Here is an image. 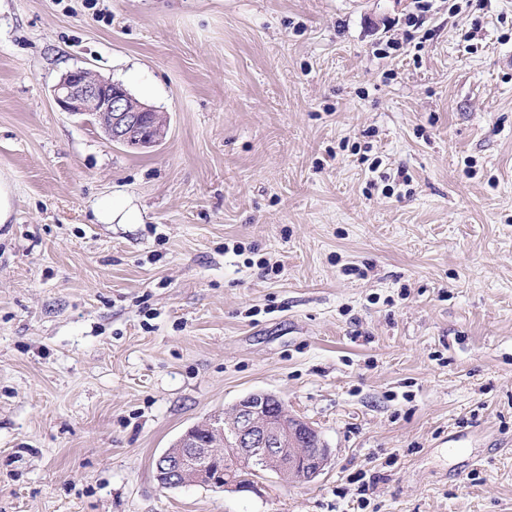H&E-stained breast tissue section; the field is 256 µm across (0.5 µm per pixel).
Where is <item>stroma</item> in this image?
<instances>
[{"label": "stroma", "instance_id": "35a3bbf8", "mask_svg": "<svg viewBox=\"0 0 512 512\" xmlns=\"http://www.w3.org/2000/svg\"><path fill=\"white\" fill-rule=\"evenodd\" d=\"M418 12L0 0V512H512V0ZM76 68L163 142L62 112ZM254 391L322 473L162 488ZM53 98L61 111L99 123L113 143L144 149L163 140L166 122L162 113L137 102L120 83L89 69L63 74L54 86Z\"/></svg>", "mask_w": 512, "mask_h": 512}]
</instances>
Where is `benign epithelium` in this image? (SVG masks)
Masks as SVG:
<instances>
[{"instance_id":"obj_1","label":"benign epithelium","mask_w":512,"mask_h":512,"mask_svg":"<svg viewBox=\"0 0 512 512\" xmlns=\"http://www.w3.org/2000/svg\"><path fill=\"white\" fill-rule=\"evenodd\" d=\"M53 98L61 111L100 124L114 143L144 149L162 141L166 122L160 112L89 69L63 74ZM312 431L309 424L288 415L278 396L254 391L238 400L231 412L189 428L175 447L160 454L154 463L156 479L169 489L190 483L224 490L251 488L249 480L225 467L232 458L254 475L274 471L308 482L321 474L330 457L322 443L313 451L303 448L298 435Z\"/></svg>"}]
</instances>
